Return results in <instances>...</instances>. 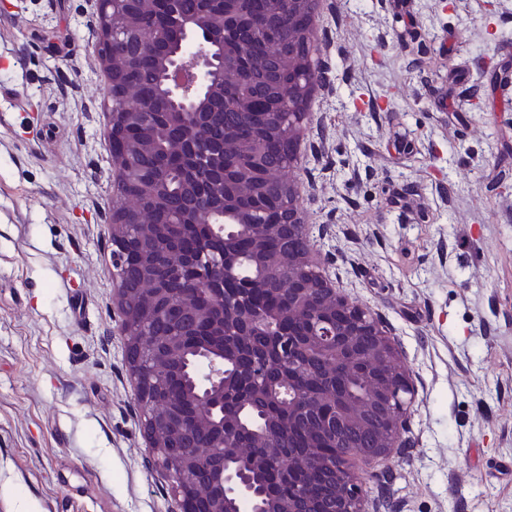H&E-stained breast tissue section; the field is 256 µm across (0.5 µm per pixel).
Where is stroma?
<instances>
[{
	"mask_svg": "<svg viewBox=\"0 0 512 512\" xmlns=\"http://www.w3.org/2000/svg\"><path fill=\"white\" fill-rule=\"evenodd\" d=\"M291 172L418 389L394 512H512V0H319ZM96 0H0V512H179L113 302Z\"/></svg>",
	"mask_w": 512,
	"mask_h": 512,
	"instance_id": "obj_1",
	"label": "stroma"
}]
</instances>
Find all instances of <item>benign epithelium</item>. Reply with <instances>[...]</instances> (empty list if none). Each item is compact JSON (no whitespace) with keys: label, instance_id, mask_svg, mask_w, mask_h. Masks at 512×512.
Here are the masks:
<instances>
[{"label":"benign epithelium","instance_id":"7a95c632","mask_svg":"<svg viewBox=\"0 0 512 512\" xmlns=\"http://www.w3.org/2000/svg\"><path fill=\"white\" fill-rule=\"evenodd\" d=\"M122 4L125 26L110 15L111 2ZM98 43L96 53L107 98H112L114 67L127 42L138 34L152 0H97ZM170 25L181 30L171 47L160 80V98L143 99L133 85L124 88L128 112H108L106 139L113 147L124 131L137 121L152 125L156 112L170 114L169 123L183 127L182 138L170 148L191 157L187 177L197 179L199 167L215 173L233 168L240 155L235 142L225 141L223 153L204 141L202 125L208 111H237L241 105L224 97L222 82L236 74L237 57L217 51L215 33L233 25L251 36L266 32L267 19L242 17L231 8L224 14L204 9L193 18L179 14L178 0H171ZM314 19L309 15L294 34L298 51L313 39ZM289 70L281 90L286 111L279 105L264 113L278 137L288 144V164L270 174V180L288 188V202L277 224H241L227 230L212 206L186 196L183 209L167 224L207 225L221 238L231 237L235 246L222 254L201 253L181 257L171 251L163 224L155 219L168 189L164 171L134 193L128 184V148L112 151L116 172L117 201L106 223L112 228V278L123 314L127 360L143 414V430L154 459L169 473L182 512H195L200 500L207 512H366L365 491L359 467L388 460L414 447L403 437L409 429L416 387L410 370L400 364L395 340L383 329L381 317L370 308L340 295L325 274L313 248L309 225L295 205L294 183L285 178L298 154L306 113L303 94L321 80V68L298 66L283 58ZM288 238L293 248L267 252L270 239ZM142 257V282L138 295L127 283L128 261ZM251 255L258 271L252 288L269 290L270 283L288 275V309L279 317L303 322L300 334L279 330L273 359L283 365L298 363L288 380L271 384L265 360L256 355L253 338L263 311L251 303L215 291L221 278L234 275L242 253ZM209 298L206 307L198 299ZM193 317L207 331L192 344L178 329H161L169 309ZM359 363L363 390L352 396L349 367ZM178 370L185 386L173 396L167 382ZM288 389V421L272 432L266 419L252 413V400L264 390L282 397ZM191 406L186 419L181 407ZM318 429L331 440L336 453L325 456L314 448L288 451L291 468L335 475L331 506L314 505L303 490L274 509L267 503L258 482L261 471L280 459L284 441L293 429L313 416Z\"/></svg>","mask_w":512,"mask_h":512}]
</instances>
